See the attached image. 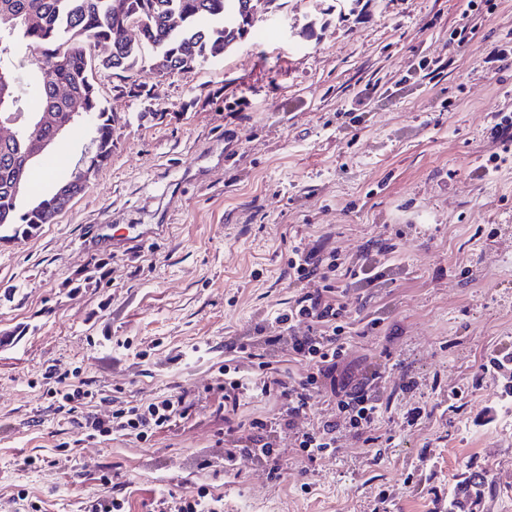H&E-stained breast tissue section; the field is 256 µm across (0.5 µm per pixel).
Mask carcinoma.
Returning a JSON list of instances; mask_svg holds the SVG:
<instances>
[{"label": "carcinoma", "mask_w": 512, "mask_h": 512, "mask_svg": "<svg viewBox=\"0 0 512 512\" xmlns=\"http://www.w3.org/2000/svg\"><path fill=\"white\" fill-rule=\"evenodd\" d=\"M274 0H0V55L24 44L40 53L36 69L22 76L0 62V120L14 121L11 137L0 139V240L27 237L57 216L86 186L81 171L97 169L112 156V115L98 98L93 70L131 71L145 60L154 73H169L224 56L254 33ZM107 43L111 53L97 61L90 45ZM67 94L57 93V87ZM83 104L82 116L72 103ZM48 113L50 124L35 119ZM94 136L82 165L59 181L67 185L39 202L22 205L29 171L79 120ZM492 489L486 477L471 480L448 496V512H465Z\"/></svg>", "instance_id": "1"}]
</instances>
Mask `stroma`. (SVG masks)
Listing matches in <instances>:
<instances>
[{
  "label": "stroma",
  "mask_w": 512,
  "mask_h": 512,
  "mask_svg": "<svg viewBox=\"0 0 512 512\" xmlns=\"http://www.w3.org/2000/svg\"><path fill=\"white\" fill-rule=\"evenodd\" d=\"M481 2L276 0L222 58L163 78L94 71L111 159L55 223L0 240V512H81L102 471L129 512L201 486L224 512H448L477 473L496 493L472 512H512V368L489 366L512 352V156L478 173L502 150L495 114L512 111V65L484 62L512 38V0ZM423 58L435 73L403 82ZM91 137L72 129L28 199ZM375 240L392 286L344 297L343 366L381 374L369 436L340 425L336 452L308 461L298 434L336 417L318 398L280 432V479L250 456L225 466L205 388L226 343L296 295L289 247L355 258ZM59 380L102 416L167 394L192 410L146 442H88L47 396Z\"/></svg>",
  "instance_id": "1"
}]
</instances>
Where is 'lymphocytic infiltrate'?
<instances>
[{
    "instance_id": "lymphocytic-infiltrate-1",
    "label": "lymphocytic infiltrate",
    "mask_w": 512,
    "mask_h": 512,
    "mask_svg": "<svg viewBox=\"0 0 512 512\" xmlns=\"http://www.w3.org/2000/svg\"><path fill=\"white\" fill-rule=\"evenodd\" d=\"M377 249V244H368L357 260L349 262L332 252L323 255L297 245L289 249L288 275L299 293L288 308L261 318L254 331L266 345L291 353L301 371L297 377L288 379L264 361L259 377L251 379L241 374L239 366L227 362L219 367L214 390L222 395L226 434L231 438L230 448L223 451L225 464H234L244 452L268 464L271 477H280L274 435L277 430L293 428L296 418L306 414L313 400L320 396L335 400L339 414L352 427L364 434L370 432L380 415L372 390L381 375L373 371L355 379L341 374L339 366L345 353V337L352 327L343 295L351 290L384 288L389 282L375 258ZM301 325L306 331L300 335L296 329ZM255 392L273 393L284 401L281 416L248 422L235 420L242 397ZM52 396L60 407L81 413L79 426L86 439L92 441L115 433L145 441L156 431L172 427L189 411L184 396L166 395L127 405L116 410L114 416L101 418L85 410L91 397L89 391L56 389Z\"/></svg>"
}]
</instances>
